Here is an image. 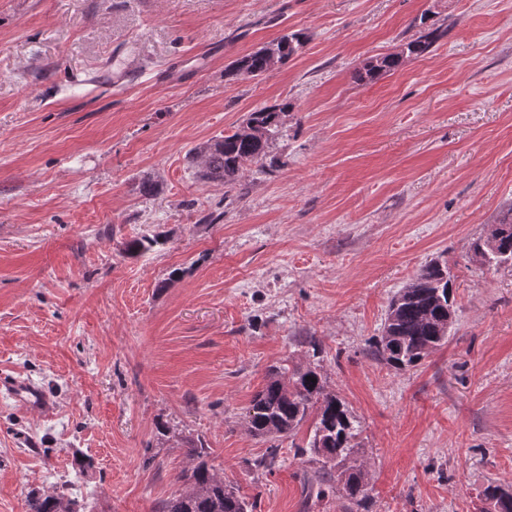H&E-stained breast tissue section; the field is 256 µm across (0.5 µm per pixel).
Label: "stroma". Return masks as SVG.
Masks as SVG:
<instances>
[{
	"label": "stroma",
	"mask_w": 512,
	"mask_h": 512,
	"mask_svg": "<svg viewBox=\"0 0 512 512\" xmlns=\"http://www.w3.org/2000/svg\"><path fill=\"white\" fill-rule=\"evenodd\" d=\"M433 28L428 54L355 79ZM298 30L286 64L225 78ZM285 101L264 165L229 193L197 178L191 147ZM510 208L512 0H0V375L52 405L0 391V512L35 490L156 512L188 439L254 512H346L244 425L302 336L361 426L358 512H481L488 482L512 485V267L469 246ZM435 260L451 337L395 370L373 341ZM272 447L279 467L255 468ZM307 39V35L301 31L284 33L234 61L224 72V76L230 81L258 79L268 73L270 69L273 70L277 67L276 54L283 65L299 53ZM270 50H273L276 54ZM5 390L14 399L26 403L29 406H37L42 403L41 391L29 382L21 381L13 377H1L0 390Z\"/></svg>",
	"instance_id": "stroma-1"
}]
</instances>
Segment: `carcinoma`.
<instances>
[{"label": "carcinoma", "mask_w": 512, "mask_h": 512, "mask_svg": "<svg viewBox=\"0 0 512 512\" xmlns=\"http://www.w3.org/2000/svg\"><path fill=\"white\" fill-rule=\"evenodd\" d=\"M438 38L432 29L405 44L401 51L372 56L356 70L360 82H373L397 70L409 57H420L430 51ZM307 41L301 31L287 32L234 61L224 72L230 81L255 80L270 71L269 51L281 63L297 55ZM291 104L282 102L263 105L249 113L247 121L253 132L241 129L226 131L193 147L188 155L198 167L200 178L222 184L232 191L243 168L261 163L268 149L282 132V116ZM161 235L143 236L125 243L123 253L136 256L165 244ZM471 258L483 267L512 266V209L508 210L492 233L472 242ZM453 284L448 267L430 262L424 265L391 300L383 335L375 339L374 353L396 370L418 366L431 353L448 342L453 321ZM307 347V362L277 366L270 370L264 386L252 397L245 412L250 433L258 437L295 438L305 423L309 434L295 448L294 456L310 457L321 464L318 473L327 483L317 484V496L328 489L358 506L367 498V470L359 461L355 440L359 421L345 403L326 390L321 374L319 345L315 338L300 340ZM189 455L197 460L191 474L184 477L183 487L166 499L157 512H253V505L240 497L208 464L204 444L192 443ZM493 512H512V488L490 483L482 491ZM31 512H74L73 502L63 493H44L31 500Z\"/></svg>", "instance_id": "cac0c4a2"}]
</instances>
